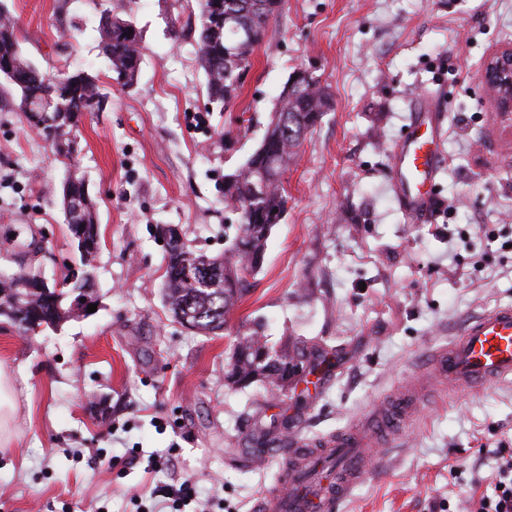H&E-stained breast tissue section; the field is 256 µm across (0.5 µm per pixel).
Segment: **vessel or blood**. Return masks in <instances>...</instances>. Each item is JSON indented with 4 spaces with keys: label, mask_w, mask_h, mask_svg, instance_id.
<instances>
[{
    "label": "vessel or blood",
    "mask_w": 512,
    "mask_h": 512,
    "mask_svg": "<svg viewBox=\"0 0 512 512\" xmlns=\"http://www.w3.org/2000/svg\"><path fill=\"white\" fill-rule=\"evenodd\" d=\"M412 110L396 149L391 190L400 210L417 224L427 216L443 153L441 122L432 115V100H418ZM430 366L434 378L454 388L512 379V305L466 321L448 347L432 353ZM418 398V387L404 390L363 424L338 431L315 446L289 440L279 450L283 469L278 485L258 501L256 512H337L369 475L375 443L393 439L397 426L417 415Z\"/></svg>",
    "instance_id": "b4317fda"
}]
</instances>
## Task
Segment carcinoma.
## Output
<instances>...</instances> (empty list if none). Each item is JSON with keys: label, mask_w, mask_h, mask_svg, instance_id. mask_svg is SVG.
Masks as SVG:
<instances>
[{"label": "carcinoma", "mask_w": 512, "mask_h": 512, "mask_svg": "<svg viewBox=\"0 0 512 512\" xmlns=\"http://www.w3.org/2000/svg\"><path fill=\"white\" fill-rule=\"evenodd\" d=\"M281 6L282 0H200L197 57L206 76L209 100L216 107L226 109L235 103L242 86L239 72L252 67L254 51ZM100 35L101 55L115 74L116 82L133 85L142 62L140 31L132 21L117 16L110 25L100 23ZM0 76L7 81L9 92L15 94L17 110L23 117L33 111L51 117L52 124L37 128L51 146L58 144L84 113L100 111L106 100L97 77L84 69L57 75L59 83L45 79L43 71L23 56L16 24L4 0H0ZM329 106L330 94L320 86L306 94L304 100L279 95L277 109L261 141L269 146V153L263 158L252 153L234 173V179L224 184V202L239 209V224L227 248L229 258L219 262L184 243L166 254L164 296L176 322L185 317L196 333L205 336L224 329L226 317L248 291L244 275L252 276L259 271L256 258L265 255L271 231L287 210L288 196L280 182L268 185L261 197L254 198L261 172L272 177L283 175L313 129L302 119L313 112L321 118ZM53 157L68 172L62 185V199L70 197L78 205L76 221L92 246L78 252L75 267L60 289L54 285L44 291L27 288L38 275L22 264L16 272L0 276V317L8 318L23 330L27 329L24 321L35 312L49 315L41 321L46 327H54L67 318L66 300L90 284L92 264L98 253L97 208L84 178L78 174L76 158L56 153ZM201 267L211 269V284L206 287L197 278ZM261 348L273 353L281 368L260 360L257 351ZM295 360H304L315 370L324 357L318 349L307 345L292 353L271 348L255 330L238 337L227 379L239 388L262 382L272 391L286 392L288 388L280 379L288 364Z\"/></svg>", "instance_id": "carcinoma-1"}]
</instances>
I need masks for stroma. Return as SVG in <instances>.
<instances>
[{"label": "stroma", "mask_w": 512, "mask_h": 512, "mask_svg": "<svg viewBox=\"0 0 512 512\" xmlns=\"http://www.w3.org/2000/svg\"><path fill=\"white\" fill-rule=\"evenodd\" d=\"M25 58L97 74L103 111L80 124L79 170L97 203L96 311L26 335L0 317L12 447L0 512H140L157 485L195 482L198 512H254L279 481L271 445L317 442L422 379L462 324L512 304V113L479 75L512 43V0H284L230 111L208 101L193 39L197 0H7ZM142 32L136 84L100 55L103 11ZM332 107L284 174L288 208L224 333L188 332L161 295L157 225L223 255L238 215L224 177L258 147L296 70ZM435 98L445 164L435 206L409 223L390 191L413 97ZM64 166L0 97V272L29 261L48 282L78 255ZM308 342L316 377L271 394L231 387L235 337ZM512 454V381L432 387L340 512H473L498 454Z\"/></svg>", "instance_id": "obj_1"}]
</instances>
